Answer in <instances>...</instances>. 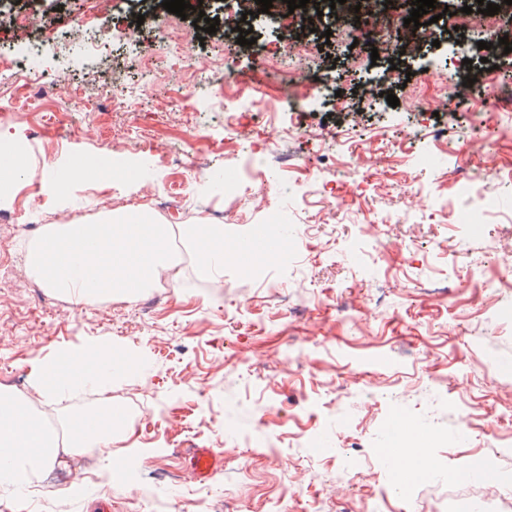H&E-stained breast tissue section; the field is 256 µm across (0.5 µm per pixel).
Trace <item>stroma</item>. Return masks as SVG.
<instances>
[{
	"instance_id": "1",
	"label": "stroma",
	"mask_w": 512,
	"mask_h": 512,
	"mask_svg": "<svg viewBox=\"0 0 512 512\" xmlns=\"http://www.w3.org/2000/svg\"><path fill=\"white\" fill-rule=\"evenodd\" d=\"M35 27L0 17V54L39 47L84 100L59 121L31 99L0 118V137L37 127L38 137L11 199L23 214L0 222V380L28 388L37 362L90 341L112 345L134 363L108 390L88 389L32 404L61 421L100 406L129 416L127 444L105 453L60 452L39 499L0 492V505L22 512H494L477 494L449 497L454 475L483 460L487 489L512 498V314L507 301L478 299L472 283L499 271L512 253V140L474 149L473 118L457 109L467 77L512 83V52L479 72L484 35L467 24L418 42L411 52L372 59L370 50L331 36L302 64H272L269 42L290 39L284 21L255 22L252 45H232L224 31L193 40L198 71L213 93L199 101L167 89L188 85L177 51L159 38L169 20L151 9L129 37L128 0H98L93 26L71 29L85 0H27ZM270 73L264 86L227 83L219 63ZM155 64L156 90L137 109L112 108L113 88L138 90L143 63ZM293 89L303 111L282 107L271 121L242 110L227 118L225 98L257 105ZM394 92L398 106L387 103ZM78 134L66 137L64 127ZM139 126L150 143L131 139ZM263 151L256 186L225 197L212 182L226 164ZM107 156L112 182L68 181L44 196L73 155ZM496 173L493 212H475L457 191L461 173ZM176 186L196 202L189 224L224 214V231L292 216L307 225L301 251L250 276L226 263L218 281L198 278L182 259L177 279L115 306L79 307L37 286L24 247L45 225L92 222L124 199L149 207ZM436 428L420 452L389 463L373 435L396 411ZM469 431L467 442L448 438ZM224 451V470L202 480L185 464L194 446ZM113 471H105L106 459Z\"/></svg>"
}]
</instances>
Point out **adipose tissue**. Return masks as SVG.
<instances>
[{
    "mask_svg": "<svg viewBox=\"0 0 512 512\" xmlns=\"http://www.w3.org/2000/svg\"><path fill=\"white\" fill-rule=\"evenodd\" d=\"M181 236L193 252L196 274L216 281L224 275L225 263L238 259L246 265L259 262L254 254H241L228 242L220 224H188ZM110 346L91 344L80 352H61L35 369L31 386L44 397L86 385L101 384L113 365ZM68 448H108L122 442L127 418L121 409L109 406L91 414L70 417ZM59 443L35 418L26 393L0 386V489L20 492L37 485L54 465Z\"/></svg>",
    "mask_w": 512,
    "mask_h": 512,
    "instance_id": "1",
    "label": "adipose tissue"
}]
</instances>
